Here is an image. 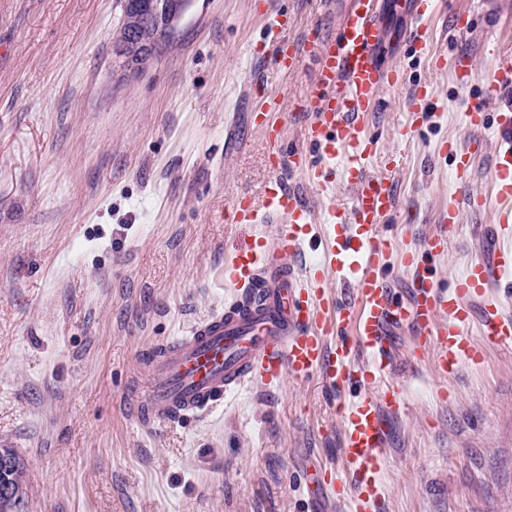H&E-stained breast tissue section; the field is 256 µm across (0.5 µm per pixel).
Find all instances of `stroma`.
<instances>
[{
    "instance_id": "stroma-1",
    "label": "stroma",
    "mask_w": 512,
    "mask_h": 512,
    "mask_svg": "<svg viewBox=\"0 0 512 512\" xmlns=\"http://www.w3.org/2000/svg\"><path fill=\"white\" fill-rule=\"evenodd\" d=\"M383 0L379 58L401 84L380 95L363 127L377 137L367 174L396 195L387 277L405 295L400 252L460 216L434 263L452 284L498 235L492 174L499 128L476 131L480 103L512 113V84L493 100V58L512 53V0H434L428 54L404 41L414 20ZM346 0H194L174 47L143 71L114 53L115 0H0V448L24 465L25 512H345L307 473H343L340 403L348 389L321 376L247 384L216 408L162 425L136 413L147 365L236 293L225 248L273 225L232 223L240 195L260 196L274 173L249 114L270 94L284 138L303 146V101L316 68L310 32L336 33ZM286 12L298 68L277 71L264 11ZM469 57L460 89L453 63ZM426 88V108L409 101ZM481 137L467 191L449 145ZM324 231L353 192L322 194L285 173ZM487 204L471 209L468 195ZM393 417L379 475L385 512H512V343L487 346L449 377L412 357L411 329L388 331Z\"/></svg>"
}]
</instances>
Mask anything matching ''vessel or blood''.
<instances>
[{"mask_svg":"<svg viewBox=\"0 0 512 512\" xmlns=\"http://www.w3.org/2000/svg\"><path fill=\"white\" fill-rule=\"evenodd\" d=\"M430 3L410 0L415 25L405 34L409 45L424 47L422 22ZM379 12V0H352L337 33L316 47L319 65L307 92L304 140L319 150L324 163H311L306 151L283 149L277 99L251 113L253 128L272 147L276 175L262 200H234L232 221L275 225V236L270 241L255 237L232 250L224 261V280L242 288L241 298L152 359L148 400L139 408L148 421L167 422L216 406L245 381L272 385L288 374L299 379L319 374L335 387H358L359 395L339 406L348 512L385 509L381 450L388 420L403 406L400 386L386 379L393 360L387 326L417 328V352L426 354L440 375H450L459 359L475 352L468 334L473 301L512 271V247H502L492 261H472L453 288H440L425 258L445 254L442 231L423 247L402 253L400 263L412 274L410 298L394 297L383 274L393 243L379 226L395 211L396 199L390 184L367 176L374 140L358 128L375 110L382 90L402 80L399 69L378 64ZM287 28L286 14L267 16L265 40L274 46V61L282 70L298 63ZM499 126L508 145L498 153L492 185L499 201L495 223L505 231L512 228V114L501 113ZM481 147L478 139L452 146L459 172L472 167ZM336 157L344 160L339 172L329 164ZM285 170L303 174L324 190L344 178L354 191L352 206L330 213L324 234L314 233L315 214L302 194L287 187L281 177ZM308 249L321 252L322 265L309 271L290 264V256ZM336 270L353 281V302L339 303L326 292L325 275ZM480 333L488 345L512 343V316L486 311Z\"/></svg>","mask_w":512,"mask_h":512,"instance_id":"1","label":"vessel or blood"}]
</instances>
